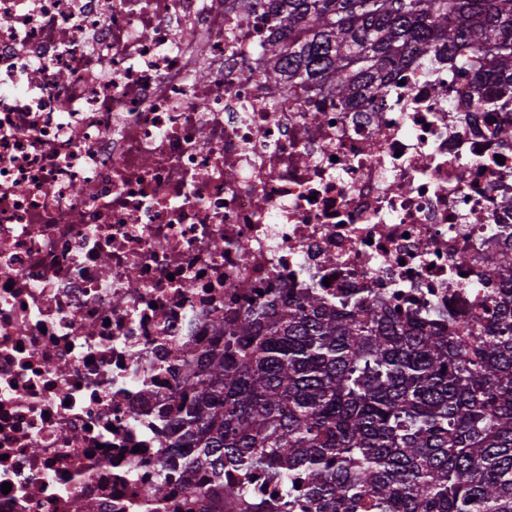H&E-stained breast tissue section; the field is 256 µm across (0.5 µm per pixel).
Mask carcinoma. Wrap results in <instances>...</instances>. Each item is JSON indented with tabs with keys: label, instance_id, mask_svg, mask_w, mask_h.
<instances>
[{
	"label": "carcinoma",
	"instance_id": "carcinoma-1",
	"mask_svg": "<svg viewBox=\"0 0 512 512\" xmlns=\"http://www.w3.org/2000/svg\"><path fill=\"white\" fill-rule=\"evenodd\" d=\"M261 46L266 79L341 108L381 95L400 69L476 74L491 109L512 108V0H275ZM288 28V42L277 29ZM499 300L425 320L381 301L329 303L313 288L276 316L224 323L180 395L174 448L208 470L216 512L224 468L300 493L307 512H512V249L490 251Z\"/></svg>",
	"mask_w": 512,
	"mask_h": 512
}]
</instances>
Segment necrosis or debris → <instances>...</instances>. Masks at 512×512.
Masks as SVG:
<instances>
[{"label":"necrosis or debris","mask_w":512,"mask_h":512,"mask_svg":"<svg viewBox=\"0 0 512 512\" xmlns=\"http://www.w3.org/2000/svg\"><path fill=\"white\" fill-rule=\"evenodd\" d=\"M271 0H0V512H204L174 407L219 322L289 296L495 297L511 112L399 71L342 110L263 81ZM243 500L277 488L228 469Z\"/></svg>","instance_id":"4bbe7bcc"}]
</instances>
